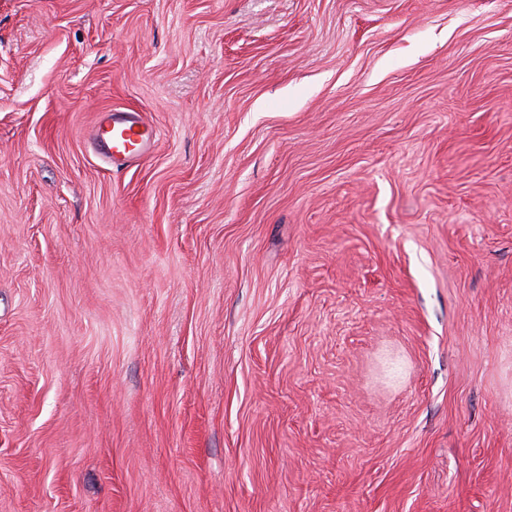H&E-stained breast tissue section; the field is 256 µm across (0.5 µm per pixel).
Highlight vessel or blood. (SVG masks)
<instances>
[{"label":"vessel or blood","instance_id":"b4317fda","mask_svg":"<svg viewBox=\"0 0 512 512\" xmlns=\"http://www.w3.org/2000/svg\"><path fill=\"white\" fill-rule=\"evenodd\" d=\"M157 139L156 130L136 111L109 109L99 112L89 131L93 150L116 167L140 160L154 147Z\"/></svg>","mask_w":512,"mask_h":512}]
</instances>
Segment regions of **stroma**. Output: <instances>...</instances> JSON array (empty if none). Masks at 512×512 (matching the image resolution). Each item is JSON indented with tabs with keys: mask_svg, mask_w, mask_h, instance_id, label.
I'll return each mask as SVG.
<instances>
[{
	"mask_svg": "<svg viewBox=\"0 0 512 512\" xmlns=\"http://www.w3.org/2000/svg\"><path fill=\"white\" fill-rule=\"evenodd\" d=\"M0 512H512V0H0ZM158 139L156 130L140 112L104 110L89 131L93 150L112 166L130 164L144 157Z\"/></svg>",
	"mask_w": 512,
	"mask_h": 512,
	"instance_id": "obj_1",
	"label": "stroma"
}]
</instances>
